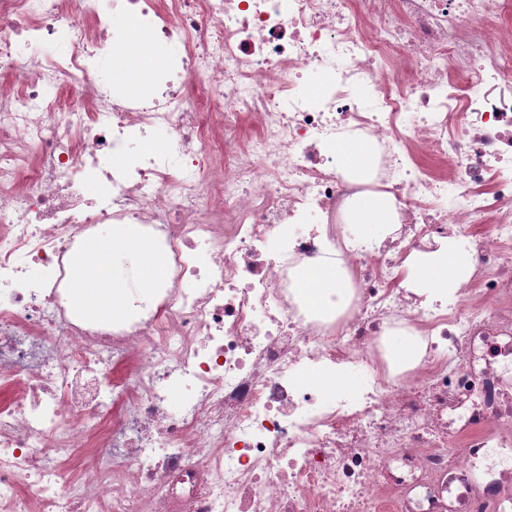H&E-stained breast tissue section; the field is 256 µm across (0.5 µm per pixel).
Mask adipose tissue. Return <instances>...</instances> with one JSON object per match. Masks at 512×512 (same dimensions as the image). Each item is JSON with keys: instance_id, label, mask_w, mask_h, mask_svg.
I'll return each mask as SVG.
<instances>
[{"instance_id": "1", "label": "adipose tissue", "mask_w": 512, "mask_h": 512, "mask_svg": "<svg viewBox=\"0 0 512 512\" xmlns=\"http://www.w3.org/2000/svg\"><path fill=\"white\" fill-rule=\"evenodd\" d=\"M393 207L380 194L365 193L356 200L351 229L361 235L393 223ZM473 260L458 242L427 259L408 265V276L420 288L456 289L466 281ZM169 259L143 236L138 225L110 224L86 237L73 254L68 273L69 302L74 314L90 324L135 322L136 311L126 302L131 290L149 293L167 280ZM295 285L313 308L332 307L343 298L346 282L334 266L302 270Z\"/></svg>"}]
</instances>
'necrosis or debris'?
<instances>
[{
  "instance_id": "obj_1",
  "label": "necrosis or debris",
  "mask_w": 512,
  "mask_h": 512,
  "mask_svg": "<svg viewBox=\"0 0 512 512\" xmlns=\"http://www.w3.org/2000/svg\"><path fill=\"white\" fill-rule=\"evenodd\" d=\"M509 13L0 0V512H512ZM127 20L183 47L145 99L102 73ZM162 129L167 151L129 153ZM354 138L362 181L336 156ZM367 192L395 207L375 238L347 230ZM99 224L169 257L135 323L69 309ZM462 231L468 281L411 287L405 261ZM323 265L349 288L317 312L293 283ZM316 369L364 380L328 393ZM343 171L360 180L365 178L373 165L369 149L358 140H350L336 148Z\"/></svg>"
}]
</instances>
